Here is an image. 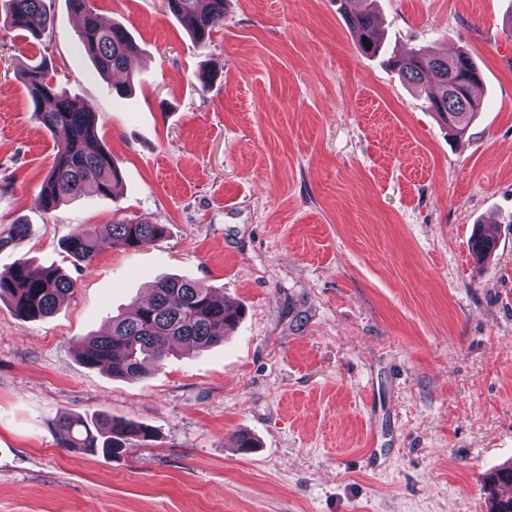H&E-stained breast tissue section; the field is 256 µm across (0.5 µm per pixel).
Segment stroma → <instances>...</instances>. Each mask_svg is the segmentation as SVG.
<instances>
[{
    "instance_id": "35a3bbf8",
    "label": "stroma",
    "mask_w": 512,
    "mask_h": 512,
    "mask_svg": "<svg viewBox=\"0 0 512 512\" xmlns=\"http://www.w3.org/2000/svg\"><path fill=\"white\" fill-rule=\"evenodd\" d=\"M92 4L139 47L126 96L68 0L38 38L0 30V271L76 282L45 318L0 302V512H489L512 496L488 488L512 466V0H379L374 55L336 0H224L201 46L164 0ZM421 46L481 68L463 142L386 63ZM42 62L96 107L114 195L43 207L58 137L20 77ZM124 216L165 232L87 267L62 251ZM167 275L241 308L223 344L137 381L83 365L77 340ZM101 413L152 435L113 459L64 446L60 415Z\"/></svg>"
}]
</instances>
